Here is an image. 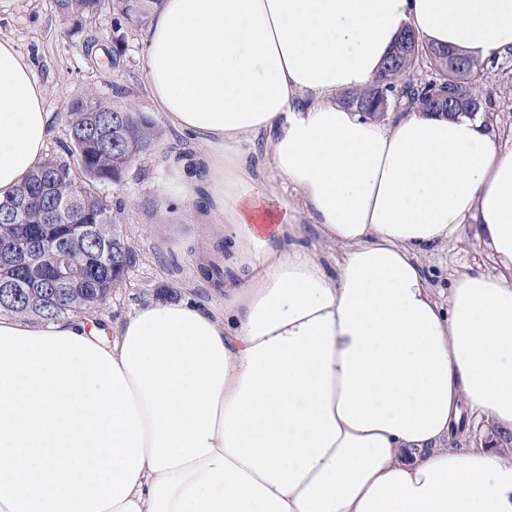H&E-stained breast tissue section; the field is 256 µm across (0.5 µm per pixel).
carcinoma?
Returning <instances> with one entry per match:
<instances>
[{
  "mask_svg": "<svg viewBox=\"0 0 512 512\" xmlns=\"http://www.w3.org/2000/svg\"><path fill=\"white\" fill-rule=\"evenodd\" d=\"M57 12L76 19H91L112 6L115 43L124 39L128 24L143 26L161 8L163 0H54ZM428 60L436 82L454 98L452 111L473 115L487 111L489 101L475 84L488 78L485 71L455 63L440 49L415 45L387 74L392 83L374 81L365 92L341 98L359 112L377 101L380 91L397 93L420 109L433 85L399 82L419 57ZM71 154L77 165L53 158L35 166L16 192L0 200V250L38 249L37 273L0 263V284L10 282L30 294L17 302L0 303V314L53 321L89 310L106 301L125 278L131 250L117 229L118 213L106 185H121L132 159L149 151L156 138L151 117L130 108H116L89 91L70 101L66 112ZM83 225L75 231L71 224Z\"/></svg>",
  "mask_w": 512,
  "mask_h": 512,
  "instance_id": "cac0c4a2",
  "label": "carcinoma"
}]
</instances>
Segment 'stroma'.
<instances>
[{
  "label": "stroma",
  "mask_w": 512,
  "mask_h": 512,
  "mask_svg": "<svg viewBox=\"0 0 512 512\" xmlns=\"http://www.w3.org/2000/svg\"><path fill=\"white\" fill-rule=\"evenodd\" d=\"M145 36V28H125L124 42L117 47L111 10L78 23L59 14L52 0H0V39L14 42L28 60L50 114L45 157L68 160L67 105L90 89L111 103L146 113L160 132L154 149L131 162L123 186L107 189L120 207V230L133 253L124 283L96 308L101 319L115 325L152 299L189 297L207 306L223 295L202 277L199 265L216 224L196 202L173 199L166 191L173 167L204 146L173 128L156 109L141 66ZM486 71L489 78L481 93L492 100L487 122L501 144L512 147V56ZM478 233V225H463L454 239L421 256L437 299L447 298L451 281L463 271L498 273ZM452 445L489 446L512 460V434L499 432L486 420L466 423Z\"/></svg>",
  "instance_id": "1"
}]
</instances>
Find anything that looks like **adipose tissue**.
<instances>
[{
	"mask_svg": "<svg viewBox=\"0 0 512 512\" xmlns=\"http://www.w3.org/2000/svg\"><path fill=\"white\" fill-rule=\"evenodd\" d=\"M512 51V0H165L145 36L151 97L208 146L204 189L234 263L224 299L176 301L228 360L213 451L142 467L108 512H512V462L452 448L464 414L512 432V148L481 115L392 121L368 90L405 30ZM49 114L0 40V199L44 154ZM501 268L435 299L419 257L467 221ZM343 246L327 262L302 223ZM120 359L127 326L56 320Z\"/></svg>",
	"mask_w": 512,
	"mask_h": 512,
	"instance_id": "ef3b65f1",
	"label": "adipose tissue"
}]
</instances>
